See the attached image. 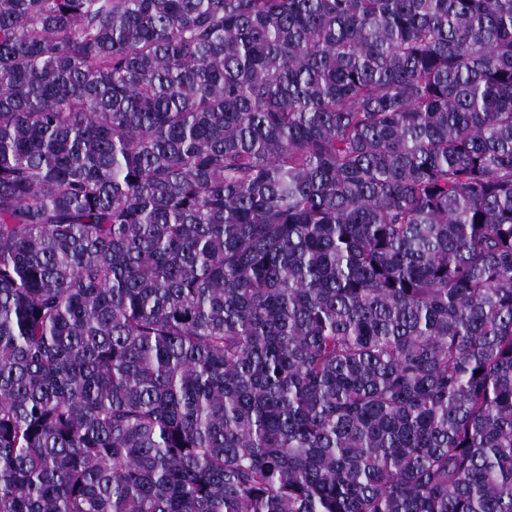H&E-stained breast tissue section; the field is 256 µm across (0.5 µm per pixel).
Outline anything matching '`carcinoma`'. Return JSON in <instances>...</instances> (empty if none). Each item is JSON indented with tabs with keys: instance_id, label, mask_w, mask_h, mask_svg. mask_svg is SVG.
<instances>
[{
	"instance_id": "cac0c4a2",
	"label": "carcinoma",
	"mask_w": 512,
	"mask_h": 512,
	"mask_svg": "<svg viewBox=\"0 0 512 512\" xmlns=\"http://www.w3.org/2000/svg\"><path fill=\"white\" fill-rule=\"evenodd\" d=\"M0 512H512V0H0Z\"/></svg>"
}]
</instances>
